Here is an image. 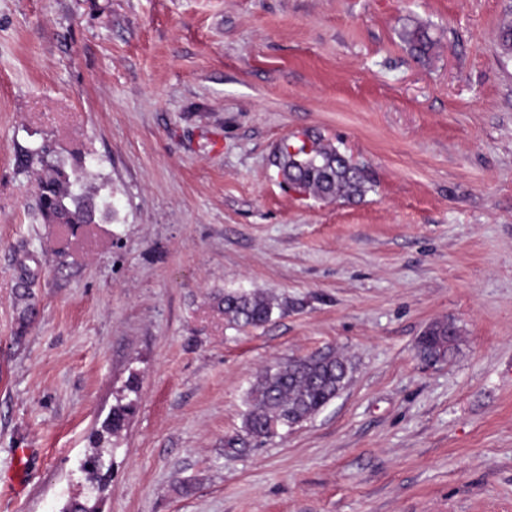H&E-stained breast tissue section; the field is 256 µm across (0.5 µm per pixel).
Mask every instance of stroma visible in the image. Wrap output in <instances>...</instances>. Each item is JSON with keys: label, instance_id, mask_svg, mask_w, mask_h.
<instances>
[{"label": "stroma", "instance_id": "35a3bbf8", "mask_svg": "<svg viewBox=\"0 0 512 512\" xmlns=\"http://www.w3.org/2000/svg\"><path fill=\"white\" fill-rule=\"evenodd\" d=\"M506 17L512 0H0V512H512ZM307 133L365 166L362 197L288 189L273 155ZM45 139L84 162L100 223H34L19 154ZM237 290L288 308L233 328L216 297ZM439 321L458 339L428 362ZM326 348L354 366L335 399L225 447L261 371ZM407 42L419 59L428 58L435 47V40L424 28H417L407 34Z\"/></svg>", "mask_w": 512, "mask_h": 512}]
</instances>
